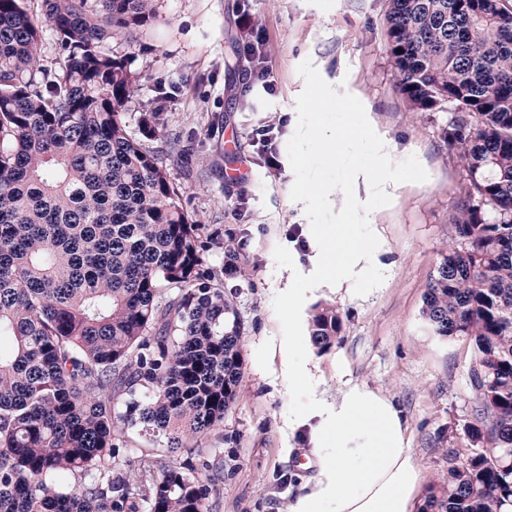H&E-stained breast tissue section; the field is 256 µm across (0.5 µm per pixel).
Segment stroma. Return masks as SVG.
<instances>
[{"label": "stroma", "mask_w": 512, "mask_h": 512, "mask_svg": "<svg viewBox=\"0 0 512 512\" xmlns=\"http://www.w3.org/2000/svg\"><path fill=\"white\" fill-rule=\"evenodd\" d=\"M388 8V0H155V19L132 42L107 43L127 55L140 79L126 107L130 130L144 109H162L165 126L147 146L167 164L184 206L201 218L210 266L221 270L228 240L245 244L244 273L224 282L242 330L238 396L194 459L199 475L221 472L212 512H286L298 483L313 474L298 463L306 430H286L291 400L273 382L280 360L256 359L271 340L295 333L281 294L287 286L307 309L327 303L342 316L339 340L314 356L324 396L335 399L353 379L392 397L407 420L423 488L445 477L446 450L467 445L472 347L435 336L421 317L440 252L454 235L451 216L464 199L462 163L446 139L453 111L413 109L396 91ZM258 38L267 74L248 81L243 46ZM322 77L357 91L399 151L395 201H368L386 243L380 283L359 295L290 274L312 252L308 225L340 221L326 197L302 207V186H332L347 175L346 165L325 163L336 145L298 142L294 130L321 119L343 132L357 120L340 105L321 113L298 106L299 85ZM266 127L278 156H294L293 165L273 172L259 161ZM234 169L240 179H229Z\"/></svg>", "instance_id": "35a3bbf8"}]
</instances>
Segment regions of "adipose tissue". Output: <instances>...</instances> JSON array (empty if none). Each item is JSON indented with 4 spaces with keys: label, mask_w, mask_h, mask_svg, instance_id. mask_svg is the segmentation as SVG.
Instances as JSON below:
<instances>
[{
    "label": "adipose tissue",
    "mask_w": 512,
    "mask_h": 512,
    "mask_svg": "<svg viewBox=\"0 0 512 512\" xmlns=\"http://www.w3.org/2000/svg\"><path fill=\"white\" fill-rule=\"evenodd\" d=\"M372 123L370 113L364 112L356 128L369 136L370 164L350 165L346 180L328 189L310 182L299 196L306 204L329 192L339 214L348 218L344 224L309 229L313 254L303 274L336 290L349 277L365 275L383 248L371 230L374 217L364 197L390 200L396 189V147L373 132ZM355 223L368 227L364 238L353 237ZM309 343V337L299 333L280 344L281 382L305 386L288 416V428L308 429L310 447L304 455L315 468L287 512H413L423 472L409 448L402 412L388 396L353 380L344 383L335 402L325 400L317 392L306 354Z\"/></svg>",
    "instance_id": "obj_1"
}]
</instances>
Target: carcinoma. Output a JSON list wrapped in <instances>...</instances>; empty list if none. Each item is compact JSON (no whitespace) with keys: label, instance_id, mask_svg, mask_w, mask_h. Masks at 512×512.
Instances as JSON below:
<instances>
[{"label":"carcinoma","instance_id":"carcinoma-1","mask_svg":"<svg viewBox=\"0 0 512 512\" xmlns=\"http://www.w3.org/2000/svg\"><path fill=\"white\" fill-rule=\"evenodd\" d=\"M0 0V512H212L219 474L190 461L224 422L243 369L232 301L208 265L202 224L142 138L127 55L102 49L155 18L154 0ZM396 88L417 110L456 99L446 131L465 171L455 237L421 316L472 344L475 447L419 512H512V9L478 18L464 0H389ZM59 49L41 64L43 26ZM223 275L241 272L224 245ZM336 308L315 307L310 340L329 351ZM155 437L144 486L116 461L125 435Z\"/></svg>","mask_w":512,"mask_h":512}]
</instances>
